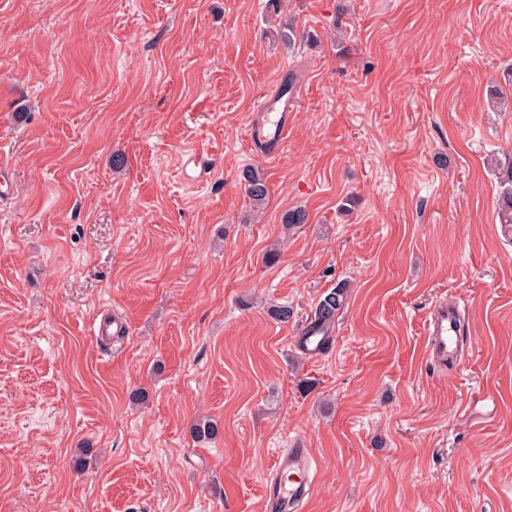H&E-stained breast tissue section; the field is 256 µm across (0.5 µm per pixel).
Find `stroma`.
Segmentation results:
<instances>
[{"label":"stroma","instance_id":"35a3bbf8","mask_svg":"<svg viewBox=\"0 0 512 512\" xmlns=\"http://www.w3.org/2000/svg\"><path fill=\"white\" fill-rule=\"evenodd\" d=\"M288 76L268 159L247 128ZM503 150L512 0H0V512H263L297 445L320 462L306 512H512ZM249 166L269 188L251 221ZM443 300L464 345L434 367ZM491 166L499 183L498 213L501 224H512V154L491 158ZM512 226V225H511ZM347 286L345 284H339L333 291L326 294L323 299L320 300L314 315V325L320 330H324V327H329L334 321L337 311H339L344 302V294Z\"/></svg>","mask_w":512,"mask_h":512}]
</instances>
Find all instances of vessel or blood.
Returning <instances> with one entry per match:
<instances>
[{
  "mask_svg": "<svg viewBox=\"0 0 512 512\" xmlns=\"http://www.w3.org/2000/svg\"><path fill=\"white\" fill-rule=\"evenodd\" d=\"M295 104V96L284 93L280 85H273L258 100L254 110L249 125L252 147L262 148L266 157H275L285 143ZM426 334L431 364L441 365L456 357L460 328L455 305H436L430 312ZM318 465L311 449L296 447L282 452L274 463L276 477L264 492L266 512H304L312 486L308 476Z\"/></svg>",
  "mask_w": 512,
  "mask_h": 512,
  "instance_id": "1",
  "label": "vessel or blood"
}]
</instances>
